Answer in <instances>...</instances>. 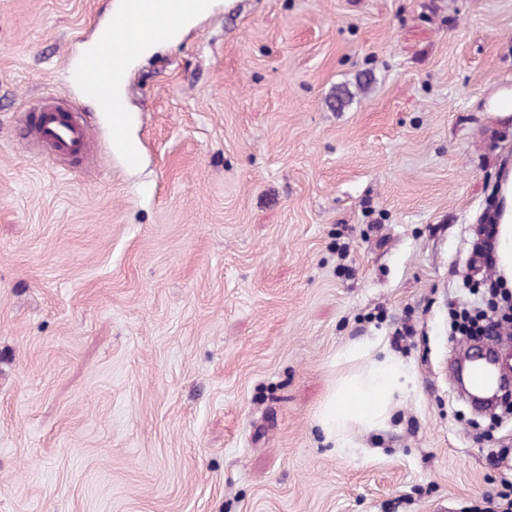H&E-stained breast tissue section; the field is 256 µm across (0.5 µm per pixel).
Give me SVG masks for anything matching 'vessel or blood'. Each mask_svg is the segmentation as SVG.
<instances>
[{
	"label": "vessel or blood",
	"mask_w": 512,
	"mask_h": 512,
	"mask_svg": "<svg viewBox=\"0 0 512 512\" xmlns=\"http://www.w3.org/2000/svg\"><path fill=\"white\" fill-rule=\"evenodd\" d=\"M123 8L111 23L101 30L99 47L84 58L75 74L82 97L100 103L104 120L111 131L110 148L125 164H135L139 147L133 143L127 129L131 114L122 93L129 58L134 51L128 45L124 22L140 18L161 28L165 14L182 19H196L207 14L212 0H122ZM21 140L29 147L49 148L55 155L88 160L95 129L84 118L75 116L72 106L57 94L32 100L26 110Z\"/></svg>",
	"instance_id": "vessel-or-blood-1"
}]
</instances>
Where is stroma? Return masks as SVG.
<instances>
[{"label":"stroma","mask_w":512,"mask_h":512,"mask_svg":"<svg viewBox=\"0 0 512 512\" xmlns=\"http://www.w3.org/2000/svg\"><path fill=\"white\" fill-rule=\"evenodd\" d=\"M116 3L0 0V512H496L512 414L458 395L448 309L482 302L512 0H214L130 62L137 167L21 147ZM355 344L409 380L342 450ZM485 216L484 214L483 220L479 221L481 224H477L476 232H475V238L472 241L471 244V253H479L482 255H474L471 254L469 257V266L472 269L470 272L474 273L475 271H480L486 267V259L483 255L487 257L488 260L491 258V252H492V235H493V227L494 228V239L496 240L497 244L498 241L502 235V226L503 224H511L512 223V216L510 215L509 211L505 208L501 211H494L493 209L489 210V223L485 222ZM492 268L493 270H496L500 265V259L498 255L497 249L492 252Z\"/></svg>","instance_id":"obj_1"}]
</instances>
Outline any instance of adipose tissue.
I'll use <instances>...</instances> for the list:
<instances>
[{
    "label": "adipose tissue",
    "mask_w": 512,
    "mask_h": 512,
    "mask_svg": "<svg viewBox=\"0 0 512 512\" xmlns=\"http://www.w3.org/2000/svg\"><path fill=\"white\" fill-rule=\"evenodd\" d=\"M402 375L401 365L385 357L371 360L363 372L344 378L316 415L325 437L346 448L353 427L371 430L382 425L400 389Z\"/></svg>",
    "instance_id": "1"
}]
</instances>
